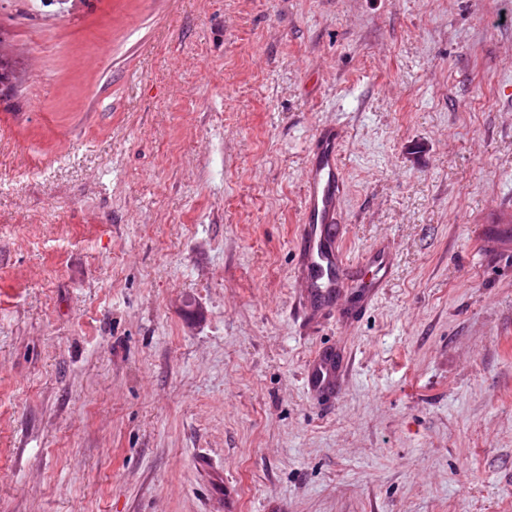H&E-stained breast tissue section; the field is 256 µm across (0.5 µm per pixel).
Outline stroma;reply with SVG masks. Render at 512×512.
<instances>
[{
	"label": "stroma",
	"instance_id": "stroma-1",
	"mask_svg": "<svg viewBox=\"0 0 512 512\" xmlns=\"http://www.w3.org/2000/svg\"><path fill=\"white\" fill-rule=\"evenodd\" d=\"M0 54V512H512V0H0ZM328 124L355 320L298 311ZM336 373V362L326 358L313 361L307 370L306 381L312 391L319 392L325 389Z\"/></svg>",
	"mask_w": 512,
	"mask_h": 512
}]
</instances>
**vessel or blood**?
Segmentation results:
<instances>
[{"label":"vessel or blood","instance_id":"1","mask_svg":"<svg viewBox=\"0 0 512 512\" xmlns=\"http://www.w3.org/2000/svg\"><path fill=\"white\" fill-rule=\"evenodd\" d=\"M340 138L338 127L326 125L318 130L312 144L299 239L300 265L295 276L298 287L323 303L342 301L346 288L372 299L386 287L391 272V255L386 249L371 251L356 268L345 261L332 234L345 191L339 164ZM335 372V362L315 360L307 370V384L312 391H322Z\"/></svg>","mask_w":512,"mask_h":512}]
</instances>
